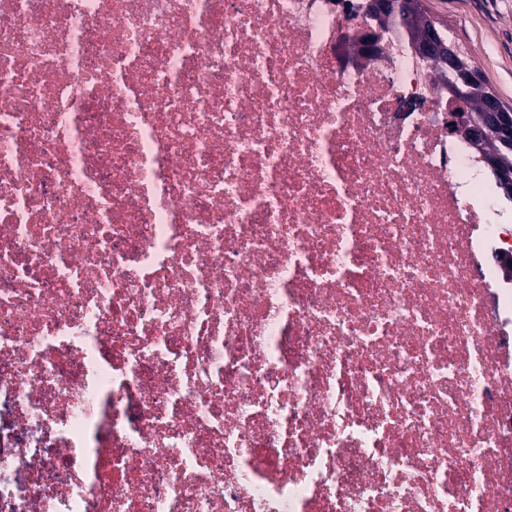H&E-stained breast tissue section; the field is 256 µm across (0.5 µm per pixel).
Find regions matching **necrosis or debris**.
I'll return each mask as SVG.
<instances>
[{
    "label": "necrosis or debris",
    "mask_w": 512,
    "mask_h": 512,
    "mask_svg": "<svg viewBox=\"0 0 512 512\" xmlns=\"http://www.w3.org/2000/svg\"><path fill=\"white\" fill-rule=\"evenodd\" d=\"M363 0H0V512H512V226Z\"/></svg>",
    "instance_id": "obj_1"
}]
</instances>
